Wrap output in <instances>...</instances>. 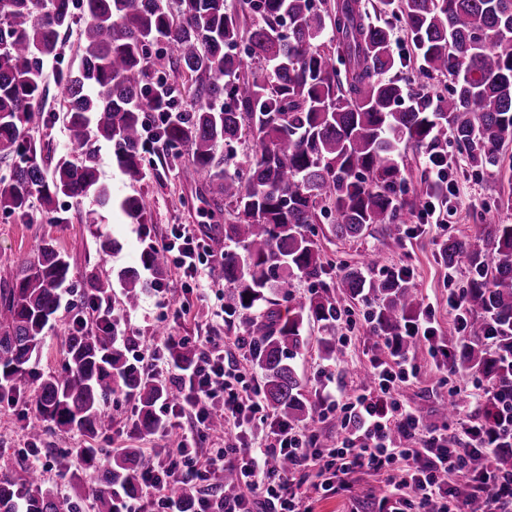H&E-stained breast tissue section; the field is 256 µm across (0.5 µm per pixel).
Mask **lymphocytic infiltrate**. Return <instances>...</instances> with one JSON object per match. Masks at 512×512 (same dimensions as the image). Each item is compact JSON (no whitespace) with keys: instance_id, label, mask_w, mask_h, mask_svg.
I'll return each instance as SVG.
<instances>
[{"instance_id":"obj_1","label":"lymphocytic infiltrate","mask_w":512,"mask_h":512,"mask_svg":"<svg viewBox=\"0 0 512 512\" xmlns=\"http://www.w3.org/2000/svg\"><path fill=\"white\" fill-rule=\"evenodd\" d=\"M161 248L189 281L195 280L199 265L209 257L195 230L186 225L176 229ZM231 346L242 353L248 348L239 337L230 343L220 336L202 337L197 363L173 374L178 397L164 403L163 410L177 420L193 412V426L183 432L179 443L160 449L157 465L143 470L149 495L125 512H177L164 489L168 483L187 479L213 489L201 501L200 512H313L320 489L316 479L327 471L341 485L358 471L379 475L384 512H466L456 495L459 476L466 478L473 495L482 501V512H512V470L489 466L475 472L469 466L475 438H482L483 451L490 456L504 436H512V406L498 407L486 424L456 417L439 427L425 426L400 397L402 386L418 378L419 366L406 356L376 358L367 383L346 396L321 395L322 417L338 415L343 430L335 446L322 449L316 445V431L281 428L271 420L260 385L242 371L226 367L225 353ZM215 403L223 407L225 423L237 434L225 440L223 447L209 450L205 444L215 436L209 408ZM257 425L267 429L260 448L247 442ZM396 431L415 439V446H395L392 434ZM282 456L294 463L285 473L270 465ZM228 470L237 473L243 487L235 500L217 492L219 476Z\"/></svg>"}]
</instances>
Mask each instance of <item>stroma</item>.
I'll return each mask as SVG.
<instances>
[{
	"instance_id": "stroma-1",
	"label": "stroma",
	"mask_w": 512,
	"mask_h": 512,
	"mask_svg": "<svg viewBox=\"0 0 512 512\" xmlns=\"http://www.w3.org/2000/svg\"><path fill=\"white\" fill-rule=\"evenodd\" d=\"M78 33L70 31L61 38L56 56L44 63L48 76L40 102L42 119L28 132L39 146H48L54 155L69 150L67 133L61 114V89L55 83L56 72L77 70ZM454 163L452 175V199L436 204L438 223L415 221L413 229L403 230L399 239H392L380 230L355 241H340L331 237L327 225H314L327 263L325 282L335 281L342 264L369 265V278L380 279L388 270L401 267L411 272V281L423 299V309L433 317V325L441 341L459 340L462 333L457 328L453 312L448 305L451 289L466 285L470 277L469 262L456 263L454 268L445 267L437 258L442 241L448 237L474 236L482 224H512V209L499 207L501 198L512 196V170L473 171L456 150H449ZM98 168L101 179L113 192L140 196L151 214L149 224L141 226L129 223L122 215L96 209L92 200L75 204L60 199L58 205L65 211L68 221L50 223L40 204H33L27 216L10 215L0 211V282L11 279L20 264L33 259L43 241L50 240L68 258L72 280L62 296L61 306L47 330L44 347L33 364L35 372L61 370L64 350L69 335L68 326L76 316L85 315L84 300L90 293V279H116L120 270L140 267V255L146 241L161 243L169 238L172 229L179 224L195 228L201 240H208L222 216L213 214L210 207L198 198L199 185L188 158H181L177 165H169L161 151L146 155V176L137 185H127L108 150H100ZM116 239L120 248L110 254L99 249L97 234ZM182 273L176 266H169L163 275L169 285L167 302H160L153 291H146L138 308L128 310L120 302L119 289H112L104 305L121 323L131 324L135 339L128 357L139 361L140 353L154 343L158 329L178 340L196 342L201 336H241L245 333L243 319L229 317L227 309L230 286L224 283L221 259H214L200 267L197 281L204 287V294L181 288ZM341 309L349 311L355 320V328H347L344 321H337L336 333L346 339L337 346L335 353L325 354L320 348L317 325L306 329L308 346L293 364L300 376L304 393L309 400H317L322 391L340 395L351 392L363 379V371L374 356L375 338L370 323L364 318L365 304L346 296H339ZM421 372L418 379L404 385L400 394L412 408L422 409L427 424L442 426L444 419L438 411L443 398V382H450L465 393H474L475 376L464 368H456L447 374V360L424 346L412 353ZM134 405H122L112 411V428L94 440H85L81 432L74 431L59 437L53 434L43 439V451L53 456L62 446L83 448L91 446L113 452L119 448H140L146 463H155V449L165 447L168 437L164 434L141 435L134 431L131 417ZM36 416L33 395H26L16 405H0V431L8 432L11 440L0 451V466L21 468L27 465V439L25 425ZM352 481L355 494L334 492L320 498L314 512H377V499L381 483L377 476L360 472Z\"/></svg>"
}]
</instances>
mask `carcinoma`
Instances as JSON below:
<instances>
[{"label": "carcinoma", "mask_w": 512, "mask_h": 512, "mask_svg": "<svg viewBox=\"0 0 512 512\" xmlns=\"http://www.w3.org/2000/svg\"><path fill=\"white\" fill-rule=\"evenodd\" d=\"M80 64L54 77L63 87V119L72 153L41 156L27 139L42 118L37 105L61 33L75 24L70 0H0V157L17 159L0 174V209L24 213L38 198L50 222L65 224L55 198L118 210L130 223L150 215L136 195L115 197L101 179L97 146L106 145L125 181L145 177V114L162 112L153 142L167 158L187 151L212 212L233 219L215 228L224 243V281L236 286L234 311L246 315L253 367L263 375V397L276 418L314 429L320 409L303 393L292 360L306 345L305 324L321 326L319 344L336 349V291L371 307L370 331L382 355L402 356L420 344L414 334L422 302L395 270L373 281L344 264L337 280L321 282L324 253L312 225L334 218L330 233L354 240L378 224L397 239L416 217L414 200L398 193V159L407 150L444 152L452 137L467 165L500 169L512 144V0H379L372 20L361 0H82ZM404 24L417 65L405 79L391 42L392 21ZM248 57L254 69L244 68ZM187 76L180 86L157 76L161 61ZM448 75L447 94L432 96L430 81ZM190 109L176 111L183 97ZM258 145L248 167L234 164L244 137ZM466 256L471 277L463 290L468 335L448 344V355L512 397V224H482L470 238L450 237L440 257L452 268ZM160 249L145 251L142 267L167 266ZM293 278L318 288L291 304ZM71 280L70 262L53 242L23 262L0 288V404L12 403L38 381L32 441L49 424L78 429L92 440L108 429L107 404L137 401L138 431L158 425L155 406L176 394L129 362L127 342L112 328L68 337L65 367L33 376L31 362ZM124 307L138 306L148 281L135 268L117 274ZM176 365L198 360L188 342L167 344ZM140 448H121L101 460L99 449L54 458L61 477L93 478L96 512H119L143 494ZM233 500L238 476L224 472L220 488ZM167 494L181 512H195L196 487L183 481ZM0 512H80V500L59 492L34 468L0 471Z\"/></svg>", "instance_id": "obj_1"}]
</instances>
